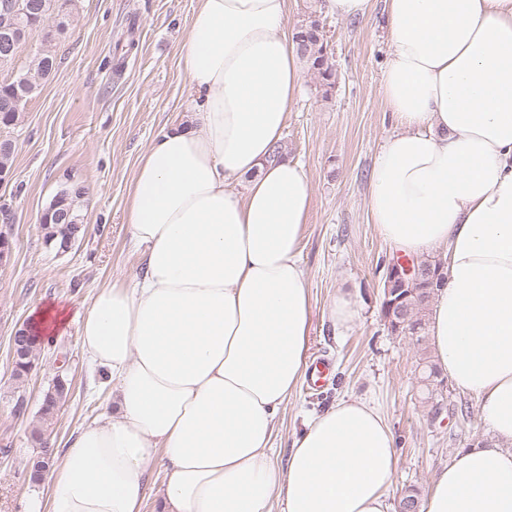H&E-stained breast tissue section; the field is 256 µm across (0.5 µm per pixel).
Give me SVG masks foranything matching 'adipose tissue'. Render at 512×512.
Segmentation results:
<instances>
[{"mask_svg": "<svg viewBox=\"0 0 512 512\" xmlns=\"http://www.w3.org/2000/svg\"><path fill=\"white\" fill-rule=\"evenodd\" d=\"M287 12L197 0L184 116L128 192L137 271L77 315L100 412L24 512H140L154 492L164 512H392L395 438L373 400L336 401L286 464L273 458L312 322L311 181L275 154L302 83ZM385 13L380 93L398 130L373 167L370 222L394 252L444 249L431 347L494 435L437 472L421 512H512V0H385Z\"/></svg>", "mask_w": 512, "mask_h": 512, "instance_id": "ef3b65f1", "label": "adipose tissue"}]
</instances>
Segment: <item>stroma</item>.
<instances>
[{
  "label": "stroma",
  "mask_w": 512,
  "mask_h": 512,
  "mask_svg": "<svg viewBox=\"0 0 512 512\" xmlns=\"http://www.w3.org/2000/svg\"><path fill=\"white\" fill-rule=\"evenodd\" d=\"M196 0H74L73 17L54 50L57 65L41 79L19 123L0 129L16 147L13 177L0 186L8 208L4 231L13 243L0 263V512H22L44 494L30 483L26 463L37 450L31 429L56 378L66 382L46 439L53 457L81 424L100 410L93 377L80 352L78 325L68 322L37 350L27 378L13 374L11 339L32 308L86 307L94 288L126 282L138 261L129 247L124 210L137 163L153 137L182 114L189 82L181 62ZM336 85L323 92L304 71L300 97L279 142L280 153L300 161L312 186L301 261L312 302L307 358L325 357L329 382L301 385L279 416L274 456L286 462L310 415L340 398H375L394 434L398 469L391 502L408 491L426 495L435 474L472 442L492 441L477 399L444 393L441 421L420 383L423 345L391 335L381 316L382 276L393 251L367 214L377 155L397 126L386 111L380 83L390 52L384 0L370 17L341 19L323 12ZM134 49L117 53L120 40ZM84 187L81 215L87 229L64 254L47 247L41 212L67 178ZM356 289L361 310L346 334L335 331L328 306L338 287Z\"/></svg>",
  "instance_id": "1"
}]
</instances>
